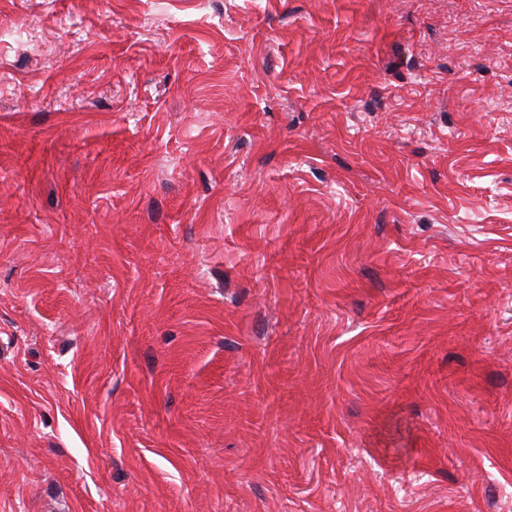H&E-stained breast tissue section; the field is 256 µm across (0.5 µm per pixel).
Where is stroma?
<instances>
[{
    "label": "stroma",
    "mask_w": 512,
    "mask_h": 512,
    "mask_svg": "<svg viewBox=\"0 0 512 512\" xmlns=\"http://www.w3.org/2000/svg\"><path fill=\"white\" fill-rule=\"evenodd\" d=\"M0 512H512V0H0Z\"/></svg>",
    "instance_id": "35a3bbf8"
}]
</instances>
